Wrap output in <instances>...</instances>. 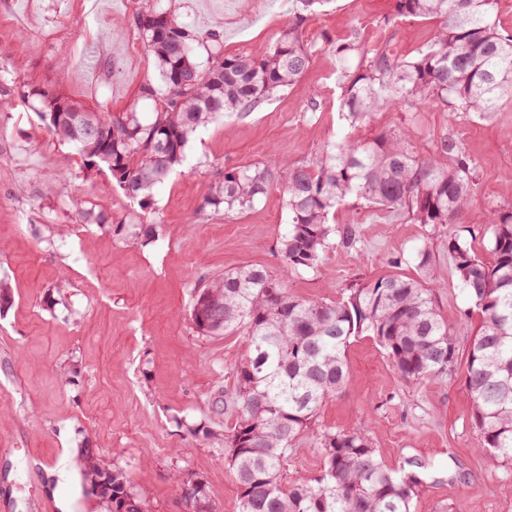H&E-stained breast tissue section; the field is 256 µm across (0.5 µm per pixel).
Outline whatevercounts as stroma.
Segmentation results:
<instances>
[{
  "label": "stroma",
  "mask_w": 512,
  "mask_h": 512,
  "mask_svg": "<svg viewBox=\"0 0 512 512\" xmlns=\"http://www.w3.org/2000/svg\"><path fill=\"white\" fill-rule=\"evenodd\" d=\"M13 0L0 6V58L14 63L27 87L51 84L90 107L136 110L148 118L144 85L158 83L127 18L141 0ZM392 0H327L301 27L313 61L291 89L250 112L199 128L181 167L154 193L152 215L165 232L144 247L134 236L142 211L106 174H87L74 147L50 135L34 111L13 98L0 115V280L12 303L0 310V512H107L83 479L59 481L63 456L92 450L99 463L126 470L150 512H191L175 478L196 473L214 512H237V487L224 458L176 424L209 416L208 398L239 357L236 336L206 337L188 321L189 295L204 276L245 263L278 270L288 212L280 190L227 218L201 210L219 173L260 161L312 158L336 142L341 60L326 39L392 41L414 55L435 24L406 18L390 30ZM295 11L294 0H181L180 21L218 32L226 51L266 48ZM418 144L442 133L459 139L481 170L460 223L413 224L403 212L343 205L336 223L356 230L357 244L329 251L317 271L291 275L290 293L335 300L349 284L390 274L418 276L416 249L434 255L441 317L467 347L480 317L457 285L441 246L458 235L491 260L490 221L512 206V112L491 120L432 107L418 113ZM109 216L84 224V209ZM350 377L321 422L364 427L388 464L414 456L439 484L422 494L417 512H512V465L477 450L463 370L446 378L405 382L368 337L346 352Z\"/></svg>",
  "instance_id": "obj_1"
}]
</instances>
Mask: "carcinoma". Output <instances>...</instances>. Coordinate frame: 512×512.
Wrapping results in <instances>:
<instances>
[{
	"label": "carcinoma",
	"instance_id": "1",
	"mask_svg": "<svg viewBox=\"0 0 512 512\" xmlns=\"http://www.w3.org/2000/svg\"><path fill=\"white\" fill-rule=\"evenodd\" d=\"M294 16L260 54L224 51L220 35L209 65L195 60L200 36L176 17V0L160 9L142 0L131 16L164 83L142 94L153 112H96L51 87L24 89L15 70L0 63V86L30 103L61 142L72 145L85 170L109 174L123 197L144 211L154 190L185 160L196 130L221 116L247 112L292 88L308 70L313 51L300 27L315 4L296 0ZM437 22L429 41L413 57L392 42L363 48L357 40L328 42L341 59L360 58L342 76L340 107L349 132L311 161L270 166L262 162L224 170L201 209L224 206V217L254 208L269 190L281 188L288 230L279 252L282 275L244 264L202 278L189 306L192 329L201 336H239L241 353L229 374L234 391L214 387L208 406L214 420L177 423L224 455L238 490V512H416L430 486L441 482L427 465L407 457L390 466L360 427L320 423L325 405L342 393L352 339L372 338L407 382L442 378L458 366L457 337L436 307V280L428 246L415 257L421 278L386 276L353 284L336 300L306 299L288 292L284 278L315 271L324 255L351 248L356 231L331 222L349 200L402 210L415 224H456L478 185L477 164L463 143L442 134L426 152L413 146V130L401 126L369 137L358 135L375 115L395 110L413 116L427 104L443 111L488 119L512 99V36L501 34L492 0H393L384 25L403 18ZM164 225L155 218L138 224L135 238L147 246ZM493 261L482 260L460 238L442 240L462 292L481 323L465 356V389L477 448L512 462V208L494 210ZM234 414L224 427V410ZM309 439L319 455L315 476L287 479L298 444ZM89 491L109 512H148L125 471L106 469L86 451ZM182 489L196 512H212L205 484L187 473Z\"/></svg>",
	"mask_w": 512,
	"mask_h": 512
}]
</instances>
